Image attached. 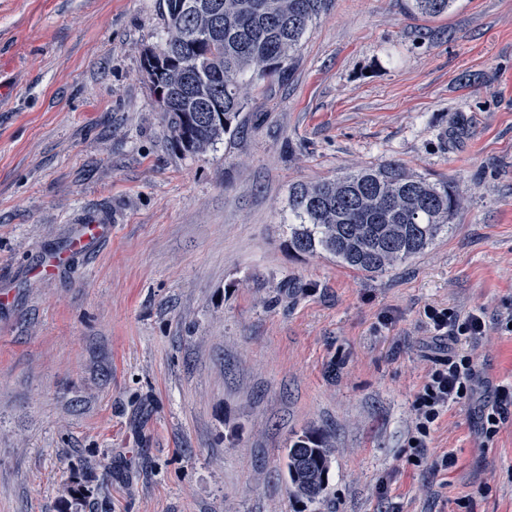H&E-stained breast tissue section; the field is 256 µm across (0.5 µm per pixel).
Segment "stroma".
Returning <instances> with one entry per match:
<instances>
[{
    "label": "stroma",
    "mask_w": 512,
    "mask_h": 512,
    "mask_svg": "<svg viewBox=\"0 0 512 512\" xmlns=\"http://www.w3.org/2000/svg\"><path fill=\"white\" fill-rule=\"evenodd\" d=\"M159 0H0V512H512V335L409 464L412 400L443 346L425 307L512 313V0H327L234 136L173 144L141 79ZM390 161L464 196L448 232L381 275L286 245L292 185ZM111 237L34 270L82 224ZM331 432L305 507L280 457ZM512 409V382L498 385L487 398L480 411L481 433L487 441L499 434L506 422L507 412Z\"/></svg>",
    "instance_id": "stroma-1"
}]
</instances>
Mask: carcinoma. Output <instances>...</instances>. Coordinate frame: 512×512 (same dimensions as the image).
Instances as JSON below:
<instances>
[{"label": "carcinoma", "instance_id": "cac0c4a2", "mask_svg": "<svg viewBox=\"0 0 512 512\" xmlns=\"http://www.w3.org/2000/svg\"><path fill=\"white\" fill-rule=\"evenodd\" d=\"M159 58L143 50L141 74L179 150L201 156L242 123L247 90L286 70L322 0H159ZM438 17L455 0H410ZM462 198L446 181L407 174L391 161L316 183L288 196V248L327 253L355 271L382 274L425 250L448 228ZM329 434L306 429L285 448L288 490L314 505L328 488Z\"/></svg>", "mask_w": 512, "mask_h": 512}]
</instances>
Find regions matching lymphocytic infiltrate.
Wrapping results in <instances>:
<instances>
[{
    "label": "lymphocytic infiltrate",
    "instance_id": "1",
    "mask_svg": "<svg viewBox=\"0 0 512 512\" xmlns=\"http://www.w3.org/2000/svg\"><path fill=\"white\" fill-rule=\"evenodd\" d=\"M424 316L432 338L451 340L454 348L433 360L424 384L416 392L412 403L414 420L406 441L411 465L418 468L427 462L432 470L445 472L455 466V456L446 452L431 459L427 450L443 415L473 398L476 365L467 345L484 336L488 324L480 308L463 313L451 308L428 307ZM511 409L512 382L498 385L480 411L481 433L486 440H494L499 434Z\"/></svg>",
    "mask_w": 512,
    "mask_h": 512
}]
</instances>
